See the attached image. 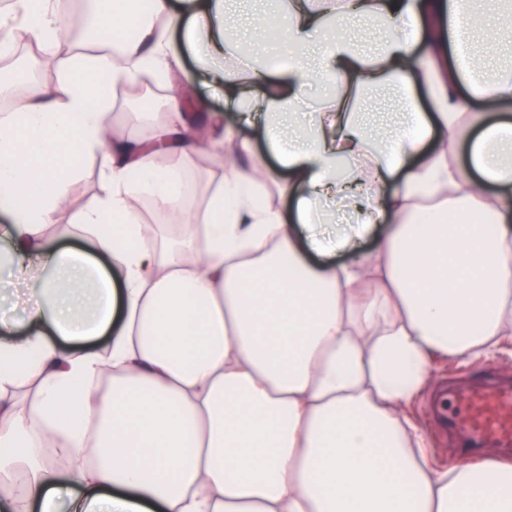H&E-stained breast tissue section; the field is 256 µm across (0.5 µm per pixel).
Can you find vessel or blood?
<instances>
[{
    "mask_svg": "<svg viewBox=\"0 0 512 512\" xmlns=\"http://www.w3.org/2000/svg\"><path fill=\"white\" fill-rule=\"evenodd\" d=\"M433 417L437 425L457 434L460 447L512 451V379L493 377L446 388Z\"/></svg>",
    "mask_w": 512,
    "mask_h": 512,
    "instance_id": "1",
    "label": "vessel or blood"
}]
</instances>
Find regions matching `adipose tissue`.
<instances>
[{
	"label": "adipose tissue",
	"mask_w": 512,
	"mask_h": 512,
	"mask_svg": "<svg viewBox=\"0 0 512 512\" xmlns=\"http://www.w3.org/2000/svg\"><path fill=\"white\" fill-rule=\"evenodd\" d=\"M227 2L95 0L90 52L68 50L54 0L0 18L1 58L20 29L54 63L0 114V277L34 283L25 332L0 314V512H512V460L439 467L401 413L434 359L512 344V121L478 108L512 103V70L474 76L512 0H288L272 62L229 37ZM358 21L373 53L332 32ZM200 32L207 82L253 133L236 150L261 140L279 168L228 167L205 244H148L136 196L182 218L206 143L196 76L172 77ZM146 73L168 83L164 125L112 136L109 86ZM313 78L334 94L308 101ZM379 87L397 111L358 124ZM87 155L88 246L48 249ZM336 246L349 263L306 254Z\"/></svg>",
	"instance_id": "adipose-tissue-1"
}]
</instances>
